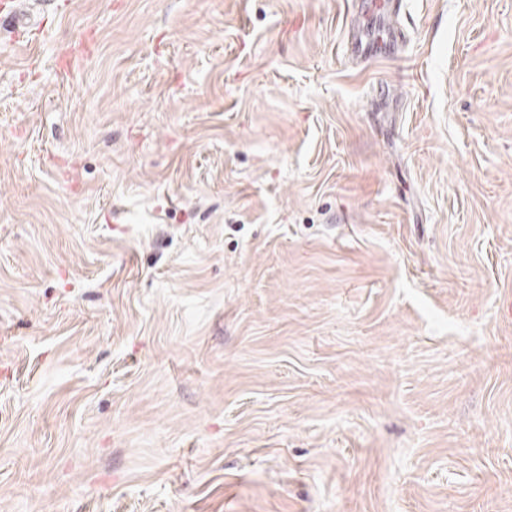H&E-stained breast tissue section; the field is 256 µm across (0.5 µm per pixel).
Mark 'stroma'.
<instances>
[{
  "instance_id": "obj_1",
  "label": "stroma",
  "mask_w": 512,
  "mask_h": 512,
  "mask_svg": "<svg viewBox=\"0 0 512 512\" xmlns=\"http://www.w3.org/2000/svg\"><path fill=\"white\" fill-rule=\"evenodd\" d=\"M0 0V512H512V0ZM371 35H366L354 42L351 51L361 57L388 56L398 52L399 36L387 30L386 39L373 40Z\"/></svg>"
}]
</instances>
